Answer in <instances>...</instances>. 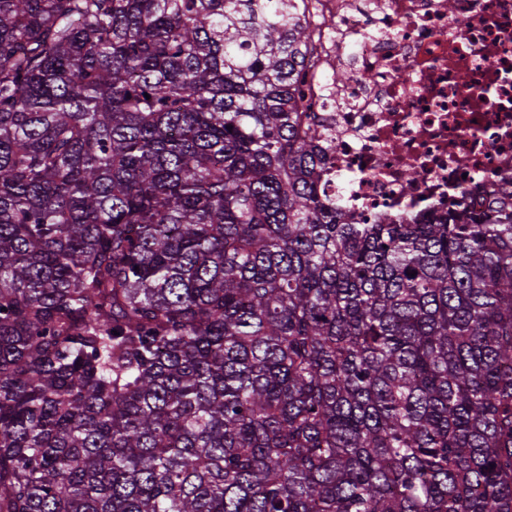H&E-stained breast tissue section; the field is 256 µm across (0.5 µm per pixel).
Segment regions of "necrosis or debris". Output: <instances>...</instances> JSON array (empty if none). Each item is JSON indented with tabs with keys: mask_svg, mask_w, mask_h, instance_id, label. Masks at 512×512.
I'll return each instance as SVG.
<instances>
[{
	"mask_svg": "<svg viewBox=\"0 0 512 512\" xmlns=\"http://www.w3.org/2000/svg\"><path fill=\"white\" fill-rule=\"evenodd\" d=\"M294 4L315 38L304 92L327 129L320 190L353 223L480 213L512 183V0Z\"/></svg>",
	"mask_w": 512,
	"mask_h": 512,
	"instance_id": "1",
	"label": "necrosis or debris"
}]
</instances>
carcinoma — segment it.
<instances>
[{"label":"carcinoma","mask_w":512,"mask_h":512,"mask_svg":"<svg viewBox=\"0 0 512 512\" xmlns=\"http://www.w3.org/2000/svg\"><path fill=\"white\" fill-rule=\"evenodd\" d=\"M311 44L0 0V512H512V191L347 222Z\"/></svg>","instance_id":"1"}]
</instances>
